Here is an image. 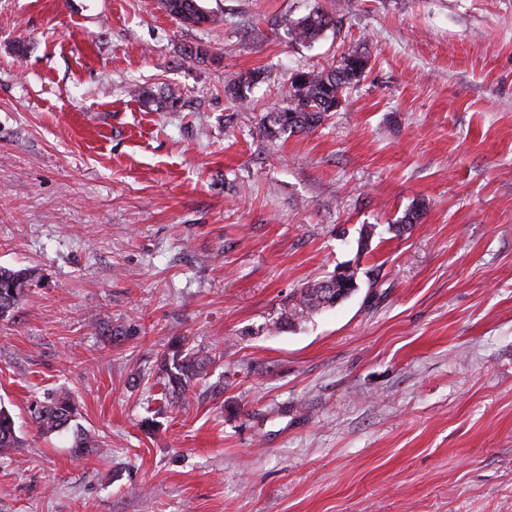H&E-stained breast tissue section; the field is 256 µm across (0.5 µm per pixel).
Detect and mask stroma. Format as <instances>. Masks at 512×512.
<instances>
[{"mask_svg": "<svg viewBox=\"0 0 512 512\" xmlns=\"http://www.w3.org/2000/svg\"><path fill=\"white\" fill-rule=\"evenodd\" d=\"M204 5L0 0V267L32 274L0 319V512H512V0ZM315 7L336 25L292 41ZM351 51L322 125L257 136ZM340 266L354 295L274 329ZM176 338L207 376L170 405ZM62 391L76 429L40 434ZM204 0H161V8L168 17L178 25L188 28L213 25L221 21L216 14L209 11ZM19 438L17 435L14 416L0 405V458H9L13 448H17Z\"/></svg>", "mask_w": 512, "mask_h": 512, "instance_id": "obj_1", "label": "stroma"}]
</instances>
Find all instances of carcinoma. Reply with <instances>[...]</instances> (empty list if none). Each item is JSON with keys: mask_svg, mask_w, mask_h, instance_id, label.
<instances>
[{"mask_svg": "<svg viewBox=\"0 0 512 512\" xmlns=\"http://www.w3.org/2000/svg\"><path fill=\"white\" fill-rule=\"evenodd\" d=\"M204 0H160L161 8L178 25L188 28L221 21L209 11ZM334 17L319 8L291 22L289 32L299 43L315 41ZM368 65L367 57L358 52H348L328 71L299 72L291 82L288 104L266 113L261 120L260 135L274 138L287 132L315 130L341 104L348 85L360 79ZM31 275L25 269L0 268V318L8 316L25 300ZM336 305L334 295L326 291L324 281H316L301 289L284 309L274 329L291 327L326 307ZM206 363L197 354L184 348V342L174 341L163 351L158 360V377L164 385V396L176 400L205 373ZM78 408L73 399L55 396L34 405L31 418L38 431L50 435L70 428L77 417ZM14 416L0 406V458H8L18 447Z\"/></svg>", "mask_w": 512, "mask_h": 512, "instance_id": "carcinoma-1", "label": "carcinoma"}]
</instances>
